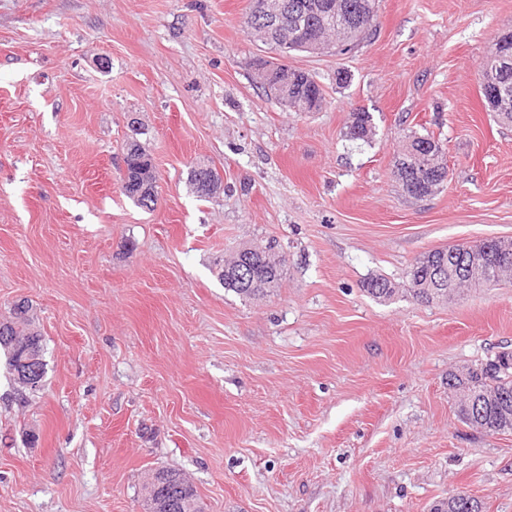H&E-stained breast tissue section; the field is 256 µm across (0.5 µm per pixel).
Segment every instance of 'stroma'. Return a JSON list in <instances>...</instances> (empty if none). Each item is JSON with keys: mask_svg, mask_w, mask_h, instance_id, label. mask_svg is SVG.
Instances as JSON below:
<instances>
[{"mask_svg": "<svg viewBox=\"0 0 512 512\" xmlns=\"http://www.w3.org/2000/svg\"><path fill=\"white\" fill-rule=\"evenodd\" d=\"M248 0H0V319L32 305L41 390L0 360V512H143L180 470L205 512H430L448 495L512 512V431L462 423L449 373L512 351V279L424 304L369 296L424 252L512 239V124L480 97L512 0H379L347 54L290 55L325 102L255 87ZM369 143L348 140L354 109ZM444 145L416 201L392 176L406 134ZM158 201L120 189L126 146ZM206 164L224 192L188 184ZM276 239L257 300L216 265ZM353 119L348 126L347 137L351 140L369 142L374 135V126L370 112H353ZM362 287L370 296L380 301L390 300L400 289L384 276L370 278Z\"/></svg>", "mask_w": 512, "mask_h": 512, "instance_id": "stroma-1", "label": "stroma"}]
</instances>
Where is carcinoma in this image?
I'll return each mask as SVG.
<instances>
[{"mask_svg": "<svg viewBox=\"0 0 512 512\" xmlns=\"http://www.w3.org/2000/svg\"><path fill=\"white\" fill-rule=\"evenodd\" d=\"M291 5L306 6L305 13L288 10V16L278 22V28L271 32L265 45L271 46L286 39L293 50L299 51L305 45L299 33L311 26L310 19L318 14L315 33L327 35L335 42L345 45L359 23L376 21V16L365 17L375 8L376 0H288ZM486 110L500 123L512 124V105L502 109L495 105L492 90L480 88ZM325 100L322 86L308 72L297 70L290 82L288 110L297 112L304 104H323ZM348 126L347 137L352 140L369 142L374 135L372 116L368 112H354ZM443 150L441 140L429 135L412 133L405 137L394 156L392 173L403 192L414 199H422L436 192L448 179V167L433 160V156ZM127 172L124 194L134 202L139 196L155 188L153 158L138 143L128 145L125 153ZM477 247L486 250L492 260L512 272V249L503 247L499 239H486ZM449 249H436L419 256L411 267L405 291L412 298L424 303L448 301V288L437 287L435 275L437 266L448 263ZM254 271L260 282L276 288L283 278L284 265L279 259L275 241L264 244L253 243L240 247L235 256L224 262L218 278L224 288L234 292L244 300H251L267 292L260 286H251V278L246 272ZM363 290L380 301L395 296L399 288L384 276H375L363 284ZM0 350L4 352L13 380L20 387L29 385L27 371L39 370V378H45L43 338L36 323L32 308L20 302L13 308L10 318L0 320ZM448 389L460 394L471 393L457 401L459 419L476 430H484L512 420V352L502 351L494 358L467 366L448 374ZM157 484L167 483L172 493L165 496L159 488L149 492L146 510L153 512L152 503L173 499L177 508L172 512H187V503L197 502L196 490L187 483L176 470L158 469L155 471ZM434 512H482V503L472 496L461 497L453 494L436 506Z\"/></svg>", "mask_w": 512, "mask_h": 512, "instance_id": "obj_1", "label": "carcinoma"}]
</instances>
